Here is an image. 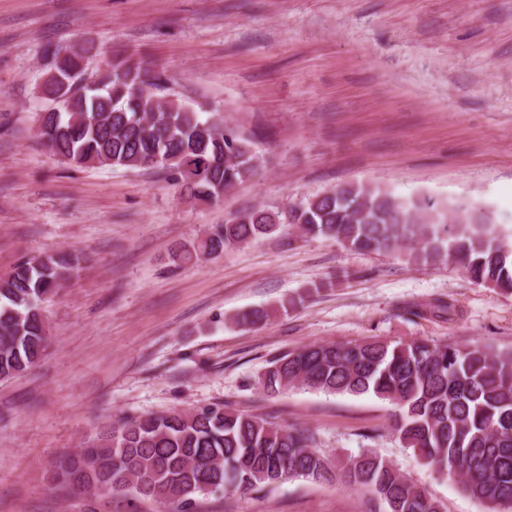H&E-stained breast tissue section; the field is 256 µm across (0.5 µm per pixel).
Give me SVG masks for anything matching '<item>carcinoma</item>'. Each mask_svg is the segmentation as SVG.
Returning a JSON list of instances; mask_svg holds the SVG:
<instances>
[{"mask_svg": "<svg viewBox=\"0 0 512 512\" xmlns=\"http://www.w3.org/2000/svg\"><path fill=\"white\" fill-rule=\"evenodd\" d=\"M98 56L92 42L65 54L46 51L51 76L38 92V134L53 157L76 169L156 167L188 197L208 202L255 175L250 139L218 129L179 99L143 91L141 69L128 58L108 60L88 86L63 87L59 78L82 76L78 61ZM192 161L198 169L189 168ZM447 213L445 203L428 196L403 201L377 185L343 183L300 210L245 211L182 245L176 259L296 234L355 252H402L415 263L455 262L472 282L512 292V232L484 212L464 208L452 219ZM78 264L76 253L58 251L20 260L0 278V381L42 358L49 339L42 304ZM332 286L313 282L277 308L286 312ZM260 384L268 393L373 394L393 407V432L423 465L449 480L465 477L463 490L488 512H512V351L430 339L318 343L275 358ZM290 478L363 490L374 512H443L370 449L338 467L305 431L222 404L103 425L60 458L55 471L57 489L67 494L78 484H102L117 497L154 500L165 509L175 503L177 512H197L200 495L245 494Z\"/></svg>", "mask_w": 512, "mask_h": 512, "instance_id": "carcinoma-1", "label": "carcinoma"}]
</instances>
